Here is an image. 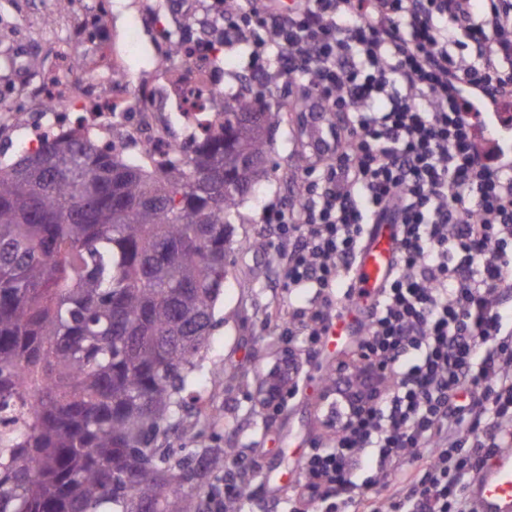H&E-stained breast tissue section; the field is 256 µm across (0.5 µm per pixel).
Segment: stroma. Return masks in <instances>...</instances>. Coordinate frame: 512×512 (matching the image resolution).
Wrapping results in <instances>:
<instances>
[{
  "label": "stroma",
  "mask_w": 512,
  "mask_h": 512,
  "mask_svg": "<svg viewBox=\"0 0 512 512\" xmlns=\"http://www.w3.org/2000/svg\"><path fill=\"white\" fill-rule=\"evenodd\" d=\"M184 0H0V104L9 106L17 121L0 123V161L15 160L19 145L41 118L40 94L49 79L66 81L72 92L58 103L67 115L91 111L112 96L111 77L100 67L108 53L119 61L124 86L137 89L155 83L161 70L172 67L169 34L183 29L214 44L211 0H193L195 12L181 13ZM140 17L139 53L127 61L129 26ZM83 68H73L74 58ZM325 118L299 127L288 110H281L272 139V174L256 194L245 198L233 224L234 246L214 316V327L202 352L200 367L183 393L186 401L201 397L211 406L204 414L189 409L181 427L160 438L159 445L179 460L203 448H224L232 456L258 461L245 512H282L287 492L299 487L303 460L312 449L328 445L321 425L320 396L324 379L345 359L356 337L349 334L334 347L320 344L306 351L297 337L280 335L277 313L308 300V293L282 288V267L272 242L276 225L266 223L270 206L298 200L308 155L316 154L319 137L328 135ZM294 347L303 362L298 394L281 410H266L255 400L262 376L282 348ZM191 426L185 436L182 426Z\"/></svg>",
  "instance_id": "1"
}]
</instances>
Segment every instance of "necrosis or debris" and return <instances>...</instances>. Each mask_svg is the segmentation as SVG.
Masks as SVG:
<instances>
[{
    "mask_svg": "<svg viewBox=\"0 0 512 512\" xmlns=\"http://www.w3.org/2000/svg\"><path fill=\"white\" fill-rule=\"evenodd\" d=\"M213 52L204 42L192 39L184 46V59L174 74L164 75L151 94L154 111L128 118L133 90L117 87L106 111L88 112L86 122L96 126L126 123L144 150L160 153L182 147L186 132H201L219 122L216 103L223 86L214 72Z\"/></svg>",
    "mask_w": 512,
    "mask_h": 512,
    "instance_id": "obj_1",
    "label": "necrosis or debris"
}]
</instances>
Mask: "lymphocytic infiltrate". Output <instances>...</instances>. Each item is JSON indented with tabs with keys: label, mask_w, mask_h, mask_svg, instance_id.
I'll return each instance as SVG.
<instances>
[{
	"label": "lymphocytic infiltrate",
	"mask_w": 512,
	"mask_h": 512,
	"mask_svg": "<svg viewBox=\"0 0 512 512\" xmlns=\"http://www.w3.org/2000/svg\"><path fill=\"white\" fill-rule=\"evenodd\" d=\"M224 42L244 45L269 84L299 87L308 111H342L333 155L302 201L270 214L283 285L309 291L283 322L321 342L341 313L372 224L395 227V269L361 312L359 355L395 379L374 408L308 454L292 500L333 512H472L466 494L512 442V155L479 149L480 111L512 102V0H224ZM412 457L414 474L400 476ZM370 463L387 500L357 492ZM256 463L238 458L208 512L239 500Z\"/></svg>",
	"instance_id": "1"
}]
</instances>
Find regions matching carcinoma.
I'll list each match as a JSON object with an SVG mask.
<instances>
[{
    "label": "carcinoma",
    "mask_w": 512,
    "mask_h": 512,
    "mask_svg": "<svg viewBox=\"0 0 512 512\" xmlns=\"http://www.w3.org/2000/svg\"><path fill=\"white\" fill-rule=\"evenodd\" d=\"M221 130L169 156L60 128L0 164V512H201L224 450L158 452L199 368L239 201L277 113L224 94Z\"/></svg>",
    "instance_id": "obj_1"
}]
</instances>
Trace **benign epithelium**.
Returning <instances> with one entry per match:
<instances>
[{
    "instance_id": "7a95c632",
    "label": "benign epithelium",
    "mask_w": 512,
    "mask_h": 512,
    "mask_svg": "<svg viewBox=\"0 0 512 512\" xmlns=\"http://www.w3.org/2000/svg\"><path fill=\"white\" fill-rule=\"evenodd\" d=\"M301 365L293 349L283 354L273 373L262 378L256 392L260 405L275 408L287 391L299 381ZM336 386L326 390L323 398L336 397V403L347 407L349 415L356 417L363 411L376 406L388 390V371L367 359L349 362L337 374Z\"/></svg>"
}]
</instances>
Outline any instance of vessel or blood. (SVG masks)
Listing matches in <instances>:
<instances>
[{
  "label": "vessel or blood",
  "instance_id": "vessel-or-blood-1",
  "mask_svg": "<svg viewBox=\"0 0 512 512\" xmlns=\"http://www.w3.org/2000/svg\"><path fill=\"white\" fill-rule=\"evenodd\" d=\"M483 128L500 143L512 141V106L501 104L496 112L483 115ZM393 228L378 225L363 246L350 282V302L375 293L393 270ZM473 497L478 512H512V451L498 453L484 467Z\"/></svg>",
  "mask_w": 512,
  "mask_h": 512
}]
</instances>
